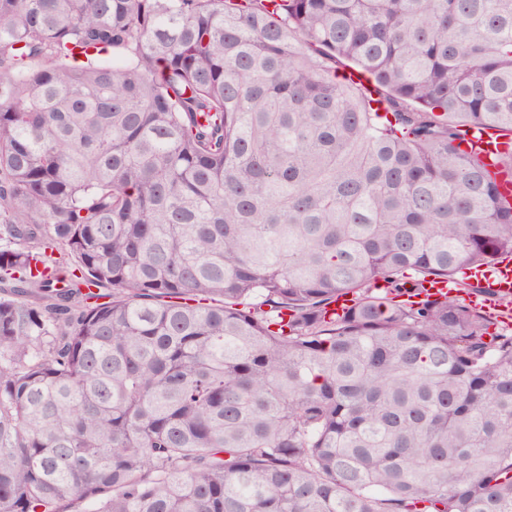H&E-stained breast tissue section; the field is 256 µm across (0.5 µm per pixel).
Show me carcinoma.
<instances>
[{
	"label": "carcinoma",
	"mask_w": 512,
	"mask_h": 512,
	"mask_svg": "<svg viewBox=\"0 0 512 512\" xmlns=\"http://www.w3.org/2000/svg\"><path fill=\"white\" fill-rule=\"evenodd\" d=\"M503 183L512 0H0V512H512ZM476 278L485 283V286L491 288L496 296L510 299L512 297V259L506 258L499 263L496 270L486 275L487 282L484 281L482 274L476 273Z\"/></svg>",
	"instance_id": "1"
}]
</instances>
